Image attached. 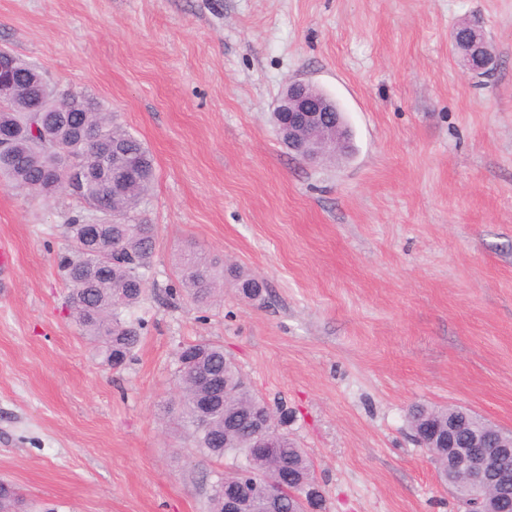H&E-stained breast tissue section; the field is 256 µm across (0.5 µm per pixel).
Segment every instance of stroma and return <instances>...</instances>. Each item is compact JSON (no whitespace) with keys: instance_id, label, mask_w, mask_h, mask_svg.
I'll use <instances>...</instances> for the list:
<instances>
[{"instance_id":"obj_1","label":"stroma","mask_w":512,"mask_h":512,"mask_svg":"<svg viewBox=\"0 0 512 512\" xmlns=\"http://www.w3.org/2000/svg\"><path fill=\"white\" fill-rule=\"evenodd\" d=\"M479 22L498 56L452 48ZM0 48L97 98L154 157L158 238L130 362L71 323L58 268L81 205L0 187V479L24 512H208L242 465L179 426L174 353L223 345L296 413L324 512H465L407 422L462 405L512 429V0H0ZM292 80L341 108L353 150L308 162L271 120ZM223 256L208 305L182 248Z\"/></svg>"}]
</instances>
